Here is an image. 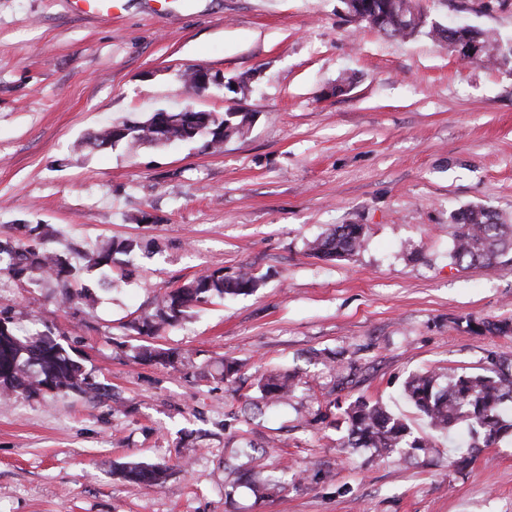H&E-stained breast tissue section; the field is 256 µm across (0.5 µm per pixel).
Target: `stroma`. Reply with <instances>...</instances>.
Listing matches in <instances>:
<instances>
[{
  "label": "stroma",
  "mask_w": 512,
  "mask_h": 512,
  "mask_svg": "<svg viewBox=\"0 0 512 512\" xmlns=\"http://www.w3.org/2000/svg\"><path fill=\"white\" fill-rule=\"evenodd\" d=\"M421 3L430 21L512 44V0ZM191 67L250 91L187 92ZM342 75L352 83L339 93ZM185 105L254 122L217 153L197 140L80 146L106 123ZM468 207L512 224V69L356 29L341 0H128L115 19L70 0H0V239L49 224L59 249L138 243L115 262L126 280L84 273L91 308L61 311L51 285L0 277V309L57 323L109 391L0 399V512H512V438L461 466L404 394L412 373L479 372L489 353L512 354V336L464 325L512 319V270L449 258L451 215ZM337 224L363 225L364 247L309 256ZM216 269L259 286L166 329L157 343L184 354L182 370L138 361L149 339L128 322ZM322 353L342 370L328 373ZM227 357L233 385L215 378ZM267 370L304 383L266 408L256 379ZM360 396L432 448L405 461L344 452V410ZM250 446L265 449L266 470L319 477L256 498L234 476ZM130 461L168 464L169 476L127 482L117 467Z\"/></svg>",
  "instance_id": "35a3bbf8"
}]
</instances>
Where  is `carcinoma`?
<instances>
[{
	"mask_svg": "<svg viewBox=\"0 0 512 512\" xmlns=\"http://www.w3.org/2000/svg\"><path fill=\"white\" fill-rule=\"evenodd\" d=\"M344 8L350 22L388 38L425 36L458 56L466 47L476 45L480 51L478 62L494 67L512 64V46L504 47L487 31L425 21L420 0H349ZM159 116L161 113L155 112L143 122L125 124L118 134L112 126H103L80 146L93 143L102 148L122 141L134 151L143 145L193 140L204 133L208 136L204 148L216 152L225 140L245 135L254 119L250 112L232 109L222 116L194 112L191 124L176 120L177 112L169 113L173 121L167 123L160 122ZM452 220L455 231L450 258L455 265L497 270L512 266V224L499 222L496 213L479 207L463 209ZM16 229L24 232L27 241L0 240V272L18 281L54 283L59 288L56 302L65 310L76 301L87 307L95 302L96 295L82 283L83 271H97L101 284L109 286L114 280L115 255L131 253L137 247L135 240L124 239L109 240L92 250L68 247L59 251L51 246L54 232L28 224H18ZM364 242L363 225L340 224L312 241L309 250L319 258H342L359 251ZM257 282V277L248 271L232 276L222 270L205 272L164 293L155 311L134 319L130 328L139 335L154 336L210 299L250 293L257 288ZM26 315L27 312L12 308L0 311V397L39 395L49 381L62 395H97L99 385L58 341L57 326L44 323L31 333L18 334L17 322ZM470 330L511 336L512 321H479ZM138 358L171 367L181 363V354L176 351L146 346L141 347ZM488 364L481 373L453 374L444 383L437 373L425 371L411 375L404 384L406 397L433 429L451 433L467 426L470 441L462 445L470 456L477 448H489L506 435L512 437V422L504 419V410L512 408V356L493 354ZM300 382L296 373L270 372L258 379L257 387L264 403L273 405L290 397ZM344 417L347 437L343 448L349 453L372 448L387 457L407 458L431 447L428 437L414 434L402 418L378 402L358 397L348 404ZM121 474L132 483L158 486L166 481L168 469L160 464L133 463L123 467ZM242 478L260 498L272 496L281 485L275 477L259 478L252 468Z\"/></svg>",
	"mask_w": 512,
	"mask_h": 512,
	"instance_id": "cac0c4a2",
	"label": "carcinoma"
}]
</instances>
